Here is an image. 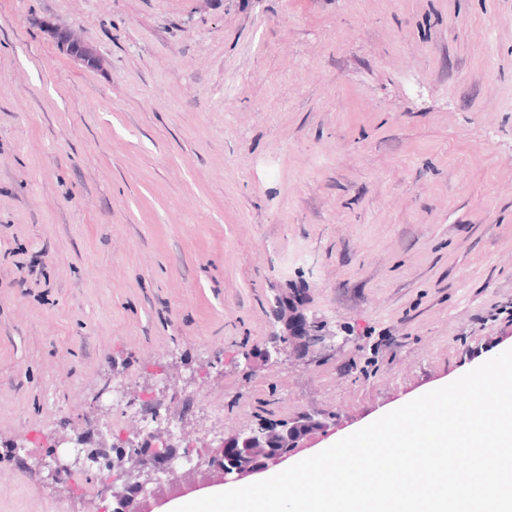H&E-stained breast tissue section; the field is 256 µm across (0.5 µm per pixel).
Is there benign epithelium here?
I'll use <instances>...</instances> for the list:
<instances>
[{
    "label": "benign epithelium",
    "instance_id": "obj_1",
    "mask_svg": "<svg viewBox=\"0 0 512 512\" xmlns=\"http://www.w3.org/2000/svg\"><path fill=\"white\" fill-rule=\"evenodd\" d=\"M60 51L94 68L100 63L97 53L81 42L67 29L54 30ZM276 318L280 333L271 346L261 349L266 362L277 361L281 355L301 359L315 350H324L337 336L336 329L314 315H308L299 295L292 294L278 301ZM183 376L179 367L167 370L166 387L161 399L176 398ZM156 427L146 433L137 426L133 437L124 443H115L119 452L112 458L109 468L116 471L113 480L103 488L101 498L111 497L112 502H136L146 512L164 502L186 496L203 488L222 485L229 481L245 482L254 475L275 468L303 449L312 440L327 432L333 422L318 413H303L292 419L276 423H259L225 436L218 445L205 443L207 451H196L189 443L184 451L174 454V434L167 423L182 421L176 414L161 415L160 405H155ZM182 442L185 437L180 436ZM95 457L85 448H75L63 460L58 452L51 460L38 459L35 464L47 469L51 485L67 484L66 476L84 472L93 467Z\"/></svg>",
    "mask_w": 512,
    "mask_h": 512
}]
</instances>
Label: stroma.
Here are the masks:
<instances>
[{
	"label": "stroma",
	"instance_id": "1",
	"mask_svg": "<svg viewBox=\"0 0 512 512\" xmlns=\"http://www.w3.org/2000/svg\"><path fill=\"white\" fill-rule=\"evenodd\" d=\"M294 288L343 349L245 363ZM509 348L512 0H0V512H101L4 451L109 375L321 448ZM60 51L82 63L88 68H94L100 63L97 53L88 45L81 42L67 29H54Z\"/></svg>",
	"mask_w": 512,
	"mask_h": 512
}]
</instances>
